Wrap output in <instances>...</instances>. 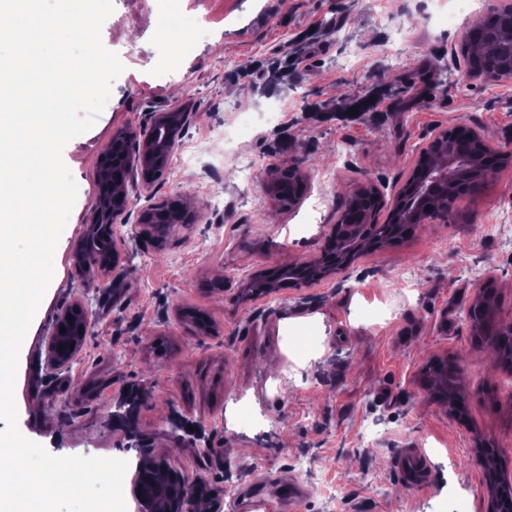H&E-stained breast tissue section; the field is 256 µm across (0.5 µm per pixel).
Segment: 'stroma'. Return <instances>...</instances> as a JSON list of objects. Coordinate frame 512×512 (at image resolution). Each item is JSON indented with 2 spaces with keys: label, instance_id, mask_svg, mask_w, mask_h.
Masks as SVG:
<instances>
[{
  "label": "stroma",
  "instance_id": "stroma-1",
  "mask_svg": "<svg viewBox=\"0 0 512 512\" xmlns=\"http://www.w3.org/2000/svg\"><path fill=\"white\" fill-rule=\"evenodd\" d=\"M491 2L113 0L101 40L124 70L94 126L63 149L78 193L20 350L21 434L55 457L138 459L111 417L136 387L144 445L172 448L189 480L210 482L223 512H247L243 498L259 480L264 512H487L475 445H498L512 475V373L493 366L464 312L489 282L512 323V254L481 233L512 214V165L455 201L447 219L333 276L251 298L240 281L318 255L357 185L394 200L435 134L464 121L491 147L512 143V80L470 78L454 61L462 32ZM439 59L445 70H435ZM425 72L440 82L427 104ZM162 112L185 113L178 148L198 163L138 178L113 227L117 264L78 267L105 146ZM240 156L256 162L247 185ZM292 162L308 191L284 207L263 183ZM178 200L184 223L144 222ZM85 299L91 329L51 378L45 334ZM192 313L205 316V330ZM444 358L464 370L462 421L422 385L424 366ZM178 420L193 430L177 439ZM404 448L430 461L415 488L394 470ZM300 455L312 465L303 479L292 466ZM291 481L307 491L293 508L279 496Z\"/></svg>",
  "mask_w": 512,
  "mask_h": 512
}]
</instances>
